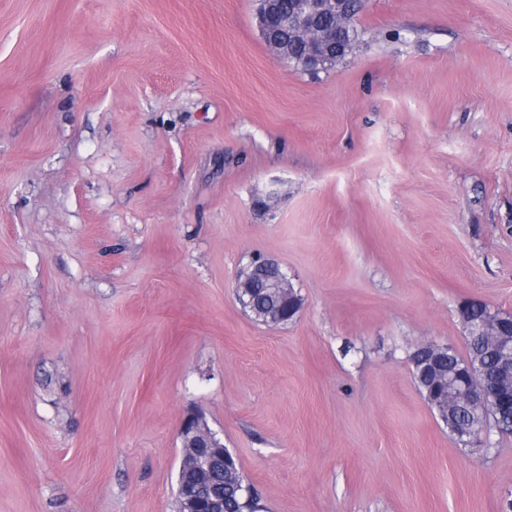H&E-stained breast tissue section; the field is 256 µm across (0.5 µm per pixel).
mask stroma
I'll use <instances>...</instances> for the list:
<instances>
[{"label":"stroma","instance_id":"obj_1","mask_svg":"<svg viewBox=\"0 0 512 512\" xmlns=\"http://www.w3.org/2000/svg\"><path fill=\"white\" fill-rule=\"evenodd\" d=\"M256 0H0V512H177L192 411L260 512H501L410 355L512 312V0H363L316 74ZM301 298L237 303L252 258ZM235 297L243 310L262 314V323L288 324L300 310V300L288 272L271 259L254 260L240 272Z\"/></svg>","mask_w":512,"mask_h":512}]
</instances>
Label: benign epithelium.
I'll return each mask as SVG.
<instances>
[{
	"instance_id": "benign-epithelium-1",
	"label": "benign epithelium",
	"mask_w": 512,
	"mask_h": 512,
	"mask_svg": "<svg viewBox=\"0 0 512 512\" xmlns=\"http://www.w3.org/2000/svg\"><path fill=\"white\" fill-rule=\"evenodd\" d=\"M352 0H259L257 23L267 47L286 58L287 40L303 43V61L308 71L317 72L336 63L348 50L336 30L325 27L330 16H346ZM235 297L242 309L263 315L262 323L285 325L300 310V300L288 272L271 259L253 261L236 280ZM479 334L495 361L496 369L512 375V322L478 319ZM449 347L434 342L420 344L415 353L423 365L436 366ZM444 395L433 401L445 423L454 407L475 409L483 416L512 413V393L502 391L484 373L457 362L454 372L443 378ZM182 463L189 479L179 484L182 512H224V464L232 461L230 451L209 428L199 413L188 415L180 428Z\"/></svg>"
}]
</instances>
